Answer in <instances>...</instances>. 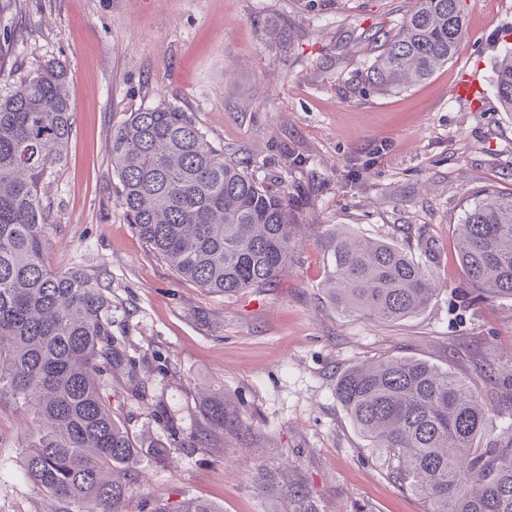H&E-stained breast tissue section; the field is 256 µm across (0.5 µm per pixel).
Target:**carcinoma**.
Masks as SVG:
<instances>
[{
	"mask_svg": "<svg viewBox=\"0 0 512 512\" xmlns=\"http://www.w3.org/2000/svg\"><path fill=\"white\" fill-rule=\"evenodd\" d=\"M467 0H416L398 32L372 37L378 54L360 81L378 93L404 90L448 63L465 38ZM60 62L38 66L0 98V402L26 408L35 426L24 475L77 512H128L139 466L169 445L143 440L121 420L124 394L106 377L141 370L112 335V301L98 284L45 262L49 224L40 201L48 169L65 162L73 129ZM495 87L512 112V50L501 56ZM112 168L130 224L149 251L183 280L211 293L271 285L288 266L297 228L291 205L224 159L193 118L165 103L130 112L112 130ZM458 259L478 299L512 300V194L467 199L456 224ZM337 308L395 322L426 308L440 285L432 256L356 236L335 226L322 235ZM336 398L399 484L426 512H512V434L488 425L480 390L424 360L357 364L336 379ZM205 427L180 440L238 427L224 397L207 398ZM272 495L295 512H320L301 487L258 469ZM150 512H223L200 499Z\"/></svg>",
	"mask_w": 512,
	"mask_h": 512,
	"instance_id": "obj_1",
	"label": "carcinoma"
}]
</instances>
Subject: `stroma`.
Segmentation results:
<instances>
[{
    "label": "stroma",
    "instance_id": "stroma-1",
    "mask_svg": "<svg viewBox=\"0 0 512 512\" xmlns=\"http://www.w3.org/2000/svg\"><path fill=\"white\" fill-rule=\"evenodd\" d=\"M415 0H0V67L24 78L59 60L68 70L73 133L66 161L40 186L49 211L46 261L79 271L112 301V331L140 359L147 400L124 402L134 433L204 424L223 393L241 429L206 447L144 458L129 512L201 498L223 512H293L264 493L258 470L303 486L321 512H426L399 485L336 399L337 377L364 361L420 359L477 385L487 404L512 385V301L465 297L452 231L466 194H512V112L495 65L512 47V0H476L448 64L402 92L357 77ZM292 34L280 45L279 31ZM476 99L460 97V72ZM189 112L225 159L286 195L298 223L293 258L265 288L224 295L180 279L128 220L112 168V130L165 102ZM433 245L442 288L420 314L378 322L340 312L326 288L320 239L333 225ZM497 370L495 382L480 372ZM34 427L0 405V512H64L21 469Z\"/></svg>",
    "mask_w": 512,
    "mask_h": 512
}]
</instances>
